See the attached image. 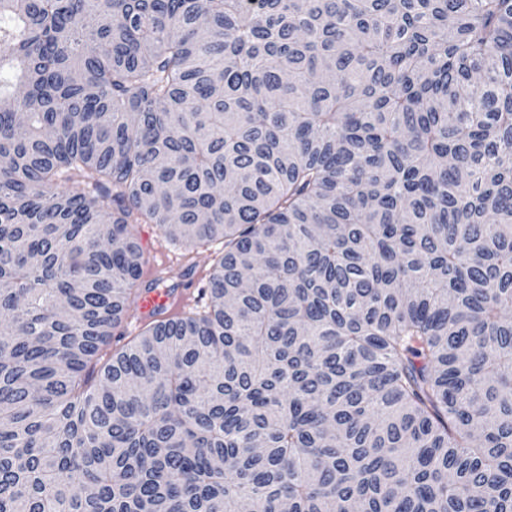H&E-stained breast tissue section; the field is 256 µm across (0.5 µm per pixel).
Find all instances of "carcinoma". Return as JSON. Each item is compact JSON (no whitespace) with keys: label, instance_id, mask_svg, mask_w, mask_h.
Returning a JSON list of instances; mask_svg holds the SVG:
<instances>
[{"label":"carcinoma","instance_id":"1","mask_svg":"<svg viewBox=\"0 0 512 512\" xmlns=\"http://www.w3.org/2000/svg\"><path fill=\"white\" fill-rule=\"evenodd\" d=\"M285 505L512 512V0H0V512ZM135 232L148 260L142 279L147 281L157 276L166 279L158 288L141 293L139 305L143 319L152 320L160 314L168 316L175 311L180 298L166 288L172 284L178 285L177 291L186 296L188 304L193 306L224 251V244L216 242L194 248L172 242L156 224H136ZM142 239L146 240L145 246L141 244ZM155 271H158L156 275Z\"/></svg>","mask_w":512,"mask_h":512}]
</instances>
